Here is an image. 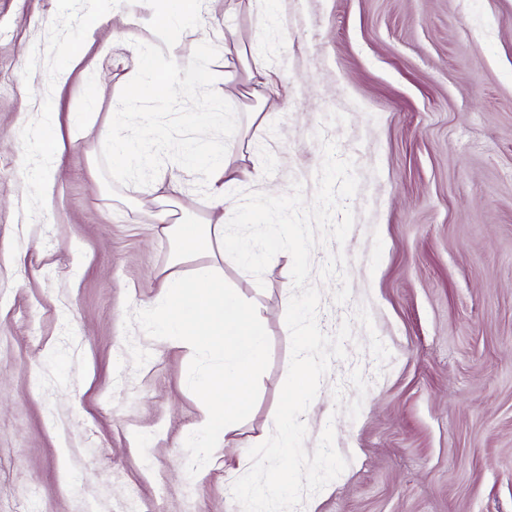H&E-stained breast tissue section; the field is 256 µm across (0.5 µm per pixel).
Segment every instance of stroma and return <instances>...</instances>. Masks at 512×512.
<instances>
[{
	"label": "stroma",
	"mask_w": 512,
	"mask_h": 512,
	"mask_svg": "<svg viewBox=\"0 0 512 512\" xmlns=\"http://www.w3.org/2000/svg\"><path fill=\"white\" fill-rule=\"evenodd\" d=\"M0 0V512H242L234 482L274 429L290 360L288 253L262 280L223 262L263 310L264 366L235 447L189 439L196 379L216 364L154 336L148 310L172 244L168 183L108 192L97 158L152 8L121 0ZM203 0L176 62L218 50L235 110L230 164L263 192L316 190L321 138L360 181L343 252L351 296L320 281L318 324L350 322L303 415L347 467L297 512H512V0ZM118 28L123 49L100 46ZM76 48L78 60L61 54ZM67 80H60L61 72ZM68 148L40 149L46 128ZM54 176L52 202L39 182ZM185 220L207 219V168L178 171ZM23 256L24 275L13 261ZM360 370L368 389L349 380ZM361 399L357 418L337 403Z\"/></svg>",
	"instance_id": "1"
}]
</instances>
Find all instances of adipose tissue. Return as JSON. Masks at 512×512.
<instances>
[{"mask_svg":"<svg viewBox=\"0 0 512 512\" xmlns=\"http://www.w3.org/2000/svg\"><path fill=\"white\" fill-rule=\"evenodd\" d=\"M212 177L218 185L212 190L209 207L216 219L192 226L177 221L162 227L167 237L176 240L178 255L162 278L164 304L156 316L157 331L171 346L224 353L223 365L210 369L196 391L200 414L191 434L203 448L222 447L249 407L253 381L263 364L265 321L260 308L246 305L224 283L221 261L229 239L219 216L234 203L227 186L257 182L262 173L218 165ZM189 261L195 267L187 273L182 266Z\"/></svg>","mask_w":512,"mask_h":512,"instance_id":"1","label":"adipose tissue"}]
</instances>
